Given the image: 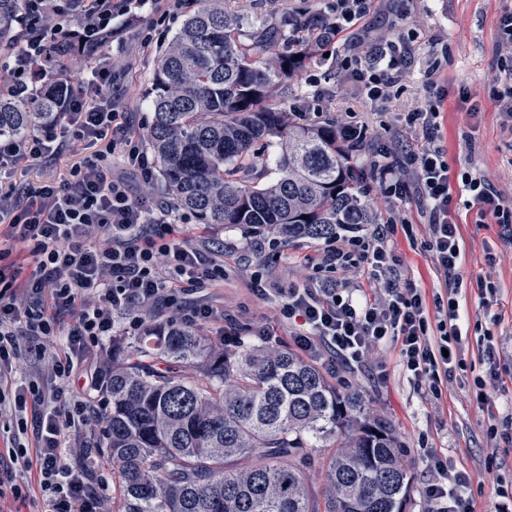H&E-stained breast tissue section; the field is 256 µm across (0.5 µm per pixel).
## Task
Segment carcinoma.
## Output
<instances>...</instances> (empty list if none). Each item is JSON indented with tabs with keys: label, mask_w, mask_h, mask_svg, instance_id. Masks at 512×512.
<instances>
[{
	"label": "carcinoma",
	"mask_w": 512,
	"mask_h": 512,
	"mask_svg": "<svg viewBox=\"0 0 512 512\" xmlns=\"http://www.w3.org/2000/svg\"><path fill=\"white\" fill-rule=\"evenodd\" d=\"M23 2L0 0L4 52L17 44ZM195 2L154 60L147 132L177 207L199 224L285 240L376 223L336 126L285 120L288 79L319 55L329 20L285 12L246 33L229 0ZM59 113L40 81L0 88V133L28 135ZM273 138L278 176L265 183L252 145ZM100 388L120 512H406L410 476L390 422L293 352H226L170 320L131 341L112 337Z\"/></svg>",
	"instance_id": "cac0c4a2"
}]
</instances>
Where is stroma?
<instances>
[{
    "label": "stroma",
    "instance_id": "1",
    "mask_svg": "<svg viewBox=\"0 0 512 512\" xmlns=\"http://www.w3.org/2000/svg\"><path fill=\"white\" fill-rule=\"evenodd\" d=\"M332 0H231L229 7L243 20L244 30L274 22L284 11L299 13L330 11ZM512 0H375L365 17L368 37L362 49L371 52L377 41L394 35L405 38L408 76L391 98L373 104L364 100L343 64L350 58L348 42L329 43L326 55L317 57L297 70L289 80L297 102L307 104L305 125L325 121L352 122L367 127L374 148L387 144V131L401 129L407 145L421 143L417 129L407 123L414 106L428 98L432 82L446 90L438 118L449 164L450 176L461 167L489 175L494 187L506 200H512V121L499 112L489 94L498 75V19ZM182 12L157 24L155 16L144 14L126 32L120 53L124 70L117 73L113 92L122 103L136 136H143L152 122L149 88L152 67L161 43L179 28ZM152 36L144 46V36ZM443 54L436 80H429L427 69L433 53ZM105 141L85 145L77 152L62 151L41 162L15 168L4 185L16 189H36L48 182L68 180L75 166L104 150ZM365 200L377 213L378 222L389 216L407 219L408 229H396L387 245L399 260L400 269L426 294L441 291L443 277L435 270L423 247L428 217L415 195L388 201L378 187H371ZM464 246L462 276L458 295L470 328L464 338L462 368L449 382L440 399L417 392L408 383L399 363L397 350L386 347L379 356L386 361L387 378L377 383L367 367L352 373L330 375V382L343 393L360 394L368 411L386 417L394 426L404 449L402 463L411 476L407 512H429L425 486L431 473L424 449H434L448 457L471 479L469 495L474 512H494L498 488L512 487V440L488 435L492 423L512 413V227L497 224L492 216L480 215L477 207L455 211ZM171 222L184 224L188 239L195 245L215 251L224 262V279L187 293V302L200 301L215 308H227L239 315L238 333L244 345L257 346L268 340L261 330L273 335L272 345L294 350L299 325L283 320L274 297L254 293L253 276H260L264 287L289 288L316 277L326 240L307 237L271 242L269 235L256 236L240 227L196 223L191 215L174 210ZM492 282L498 290L499 322H492L480 305L478 281ZM497 336L501 349L488 358L480 342L481 329ZM498 374L499 382L485 403L472 395L475 377ZM500 481L492 483L488 475Z\"/></svg>",
    "mask_w": 512,
    "mask_h": 512
}]
</instances>
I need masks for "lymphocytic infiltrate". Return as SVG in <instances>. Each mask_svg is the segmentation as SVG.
Segmentation results:
<instances>
[{
  "label": "lymphocytic infiltrate",
  "instance_id": "f902f5d3",
  "mask_svg": "<svg viewBox=\"0 0 512 512\" xmlns=\"http://www.w3.org/2000/svg\"><path fill=\"white\" fill-rule=\"evenodd\" d=\"M184 0H28L18 20L20 47L0 54V73L18 78L32 73L48 57L49 47L76 40L98 65L83 68L76 84L57 81L63 104L60 120L22 137L0 135V170L33 162L78 142L110 139L126 166L144 182L153 167L129 126L119 125L118 106L109 93L111 60L102 59L100 38L130 25L142 10H180ZM371 0H336L327 36L333 39L361 31ZM506 52L501 75L492 90L501 111L512 112V9L498 19ZM407 74L396 41L376 44L363 67L352 76L367 100L388 99ZM442 97L428 100L410 116L423 136L412 159L416 186H409L393 160L402 146L393 134L392 149L370 163L372 177L385 197L399 199L416 189L429 213L424 247L443 275L446 294L427 301L422 289L398 274L396 259L385 244L394 220L380 225L376 237H357L330 246L316 265L324 276L319 286L278 289L286 319L302 320L305 331L296 346L312 359H327L332 368L349 369L393 343L414 389L441 396L461 364V314L457 299L463 279L459 226L453 215L457 192L468 193L482 213L497 223L512 224L506 204L488 176L467 170L448 176L445 151L437 142ZM0 224L7 247H0V410H7L15 429L10 446L0 452V502L26 501L39 492L44 512H103L107 483L97 479L91 449L74 436L91 425L93 410L84 396L99 387V376L111 363L101 351L117 320L138 330L145 312L180 305L184 324L204 327L217 320L235 323L231 314L203 302L181 304L190 287L223 277L224 268L209 251L195 247L169 220L162 200L135 197L114 177L107 155L76 167L68 181L47 184L19 200L0 192ZM26 244L33 268L22 274L10 256L13 242ZM71 316L62 327L61 315ZM35 355L43 371L15 382L26 355ZM35 425H28L29 407ZM34 431L35 444L25 435ZM79 465H72V458ZM434 478L425 493L431 512H473L470 477L446 458L430 454ZM34 481H26V474Z\"/></svg>",
  "mask_w": 512,
  "mask_h": 512
}]
</instances>
